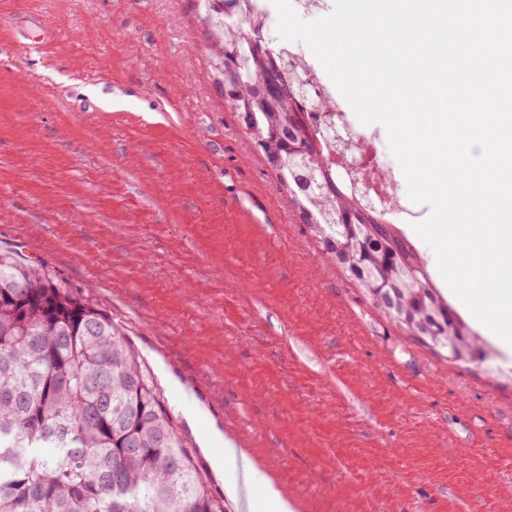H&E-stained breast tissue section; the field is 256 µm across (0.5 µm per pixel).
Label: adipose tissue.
<instances>
[{
	"instance_id": "obj_1",
	"label": "adipose tissue",
	"mask_w": 512,
	"mask_h": 512,
	"mask_svg": "<svg viewBox=\"0 0 512 512\" xmlns=\"http://www.w3.org/2000/svg\"><path fill=\"white\" fill-rule=\"evenodd\" d=\"M216 465L218 469L232 471L235 475L226 492L236 512H297L296 502L280 491L274 479L262 472L233 438H225L223 451L216 457Z\"/></svg>"
}]
</instances>
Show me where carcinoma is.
Listing matches in <instances>:
<instances>
[{"instance_id": "cac0c4a2", "label": "carcinoma", "mask_w": 512, "mask_h": 512, "mask_svg": "<svg viewBox=\"0 0 512 512\" xmlns=\"http://www.w3.org/2000/svg\"><path fill=\"white\" fill-rule=\"evenodd\" d=\"M205 2L224 95L249 114L246 132L323 252L415 342L473 359L478 337L427 263L330 161L335 105L271 50L252 0ZM0 512H223L111 316L13 250L0 251Z\"/></svg>"}]
</instances>
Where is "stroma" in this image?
<instances>
[{
  "instance_id": "obj_1",
  "label": "stroma",
  "mask_w": 512,
  "mask_h": 512,
  "mask_svg": "<svg viewBox=\"0 0 512 512\" xmlns=\"http://www.w3.org/2000/svg\"><path fill=\"white\" fill-rule=\"evenodd\" d=\"M198 0H0V248L105 310L216 497L226 421L301 512H512V356L389 323L287 205Z\"/></svg>"
}]
</instances>
